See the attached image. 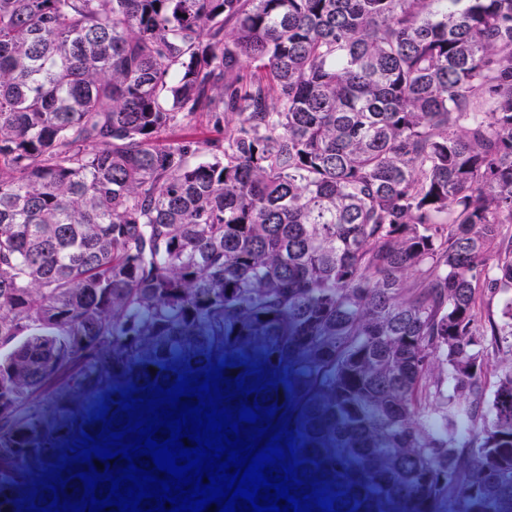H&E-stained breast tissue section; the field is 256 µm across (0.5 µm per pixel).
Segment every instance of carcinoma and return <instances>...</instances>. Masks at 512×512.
Wrapping results in <instances>:
<instances>
[{
  "mask_svg": "<svg viewBox=\"0 0 512 512\" xmlns=\"http://www.w3.org/2000/svg\"><path fill=\"white\" fill-rule=\"evenodd\" d=\"M223 359L339 512H512V0H0V512ZM174 136H186L196 141L202 150L206 149L207 143L216 139H224V124L214 126L204 115L199 117L196 123L182 131H177Z\"/></svg>",
  "mask_w": 512,
  "mask_h": 512,
  "instance_id": "1",
  "label": "carcinoma"
}]
</instances>
